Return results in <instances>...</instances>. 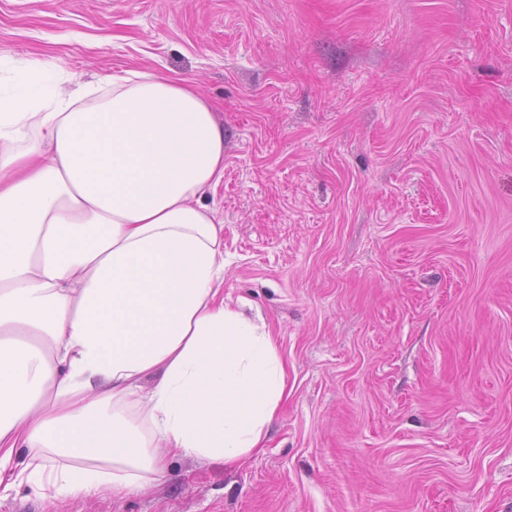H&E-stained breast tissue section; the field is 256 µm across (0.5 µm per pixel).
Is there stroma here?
Returning a JSON list of instances; mask_svg holds the SVG:
<instances>
[{
    "instance_id": "stroma-1",
    "label": "stroma",
    "mask_w": 512,
    "mask_h": 512,
    "mask_svg": "<svg viewBox=\"0 0 512 512\" xmlns=\"http://www.w3.org/2000/svg\"><path fill=\"white\" fill-rule=\"evenodd\" d=\"M0 52L224 116V293L288 363L265 453L0 512H512V0H0Z\"/></svg>"
}]
</instances>
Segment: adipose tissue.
I'll use <instances>...</instances> for the list:
<instances>
[{
	"instance_id": "1",
	"label": "adipose tissue",
	"mask_w": 512,
	"mask_h": 512,
	"mask_svg": "<svg viewBox=\"0 0 512 512\" xmlns=\"http://www.w3.org/2000/svg\"><path fill=\"white\" fill-rule=\"evenodd\" d=\"M223 179L186 80L0 53V497L122 500L263 451L288 367L224 296Z\"/></svg>"
}]
</instances>
